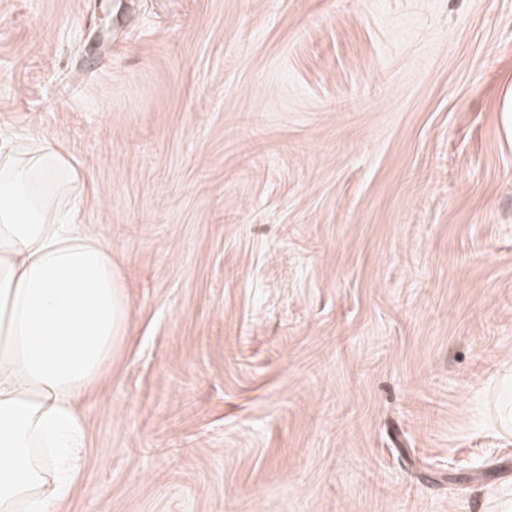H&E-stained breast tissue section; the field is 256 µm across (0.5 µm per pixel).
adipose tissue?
Instances as JSON below:
<instances>
[{"label":"adipose tissue","mask_w":512,"mask_h":512,"mask_svg":"<svg viewBox=\"0 0 512 512\" xmlns=\"http://www.w3.org/2000/svg\"><path fill=\"white\" fill-rule=\"evenodd\" d=\"M81 167L46 140L0 150V512H60L80 475V401L126 320L112 251L64 223Z\"/></svg>","instance_id":"adipose-tissue-1"}]
</instances>
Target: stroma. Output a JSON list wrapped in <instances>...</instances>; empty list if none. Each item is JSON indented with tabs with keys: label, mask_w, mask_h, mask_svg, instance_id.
Instances as JSON below:
<instances>
[{
	"label": "stroma",
	"mask_w": 512,
	"mask_h": 512,
	"mask_svg": "<svg viewBox=\"0 0 512 512\" xmlns=\"http://www.w3.org/2000/svg\"><path fill=\"white\" fill-rule=\"evenodd\" d=\"M511 102L512 0H0L127 303L62 512L511 504Z\"/></svg>",
	"instance_id": "35a3bbf8"
}]
</instances>
